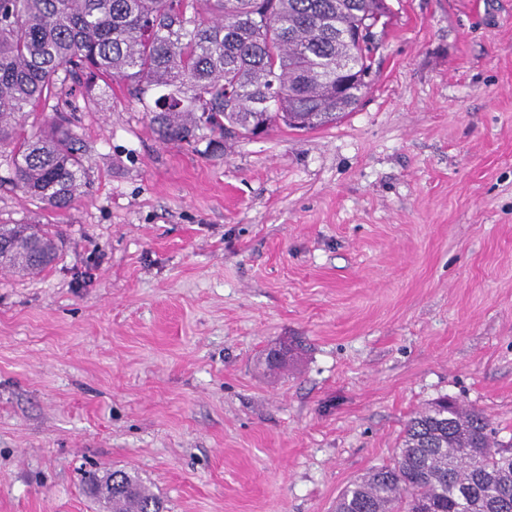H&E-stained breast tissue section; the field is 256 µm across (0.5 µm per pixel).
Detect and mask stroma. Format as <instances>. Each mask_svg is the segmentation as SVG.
<instances>
[{"label": "stroma", "mask_w": 512, "mask_h": 512, "mask_svg": "<svg viewBox=\"0 0 512 512\" xmlns=\"http://www.w3.org/2000/svg\"><path fill=\"white\" fill-rule=\"evenodd\" d=\"M338 122L165 144L125 87L83 105L89 186L37 276L0 269V512H334L447 397L512 451V0H388ZM288 346V364L268 352ZM118 476L117 482L119 488L112 491V497L102 499L96 492L95 486L101 482L106 484L112 477ZM88 483L95 497L104 504L112 505V512H164V505L160 498L156 496L142 481L134 474L124 470H113L106 472L102 476L92 474Z\"/></svg>", "instance_id": "obj_1"}]
</instances>
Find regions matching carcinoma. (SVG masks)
Masks as SVG:
<instances>
[{
    "label": "carcinoma",
    "mask_w": 512,
    "mask_h": 512,
    "mask_svg": "<svg viewBox=\"0 0 512 512\" xmlns=\"http://www.w3.org/2000/svg\"><path fill=\"white\" fill-rule=\"evenodd\" d=\"M381 0H0V149L8 184L54 209L87 184L75 128L101 85L121 82L164 143L250 137L280 121L336 122L368 89ZM355 52L359 78L336 92V58ZM60 113L26 130L38 107ZM50 224H0V268L37 275L56 258ZM490 422L444 397L412 416L391 462L353 482L335 512H512V453ZM117 477L112 512H164L134 474Z\"/></svg>",
    "instance_id": "1"
}]
</instances>
